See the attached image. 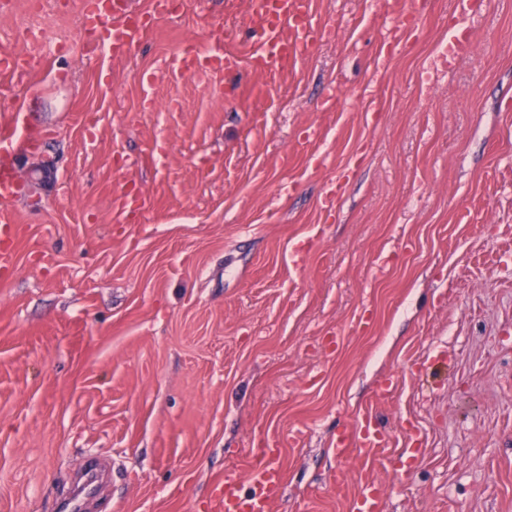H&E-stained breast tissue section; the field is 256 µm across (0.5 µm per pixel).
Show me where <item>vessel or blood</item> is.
Here are the masks:
<instances>
[{
	"label": "vessel or blood",
	"instance_id": "vessel-or-blood-1",
	"mask_svg": "<svg viewBox=\"0 0 512 512\" xmlns=\"http://www.w3.org/2000/svg\"><path fill=\"white\" fill-rule=\"evenodd\" d=\"M176 0H150L148 11L132 9L130 0H80V18L88 45L107 49L113 59L127 57L157 23L172 16ZM248 19L255 39L246 50L226 38L206 44L186 42L169 58V68L191 75L213 70L231 74L242 66L256 73L276 75L288 71L308 55L319 30L311 13L309 0H248ZM425 13L423 0H413L410 10L399 24L389 28L383 41L397 45L405 32L416 26ZM474 48L469 30H462L443 57L444 65L468 55ZM0 73L17 83L29 84L31 71L25 55L12 50L0 51ZM25 123L21 106L0 114V268L13 262L11 238L15 226L8 211L19 192L16 156L19 151L37 147L40 133L19 135ZM390 436L373 426L370 413H362L351 429L340 432L333 440L332 453L339 465L336 473L337 493H348V512H385L386 488L375 479L363 478L354 492H347L344 465L353 457L373 461ZM276 448H257L249 469L228 465L218 482L211 502V512H273L286 474L278 462ZM102 477L97 459H89L76 474L80 494L96 491Z\"/></svg>",
	"mask_w": 512,
	"mask_h": 512
}]
</instances>
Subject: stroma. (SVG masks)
<instances>
[{
  "label": "stroma",
  "mask_w": 512,
  "mask_h": 512,
  "mask_svg": "<svg viewBox=\"0 0 512 512\" xmlns=\"http://www.w3.org/2000/svg\"><path fill=\"white\" fill-rule=\"evenodd\" d=\"M455 2L390 50L411 0H313L310 56L239 98L166 61L245 43L244 0H185L121 62L67 0L0 16L40 81L0 77V113L48 132L17 158L0 270V512H59L90 454L112 464L90 512H208L260 436L274 512H348L328 444L367 410L391 445L348 469L388 485L386 512H512V0ZM465 27L474 51L425 81ZM128 186L144 207L115 219Z\"/></svg>",
  "instance_id": "1"
}]
</instances>
